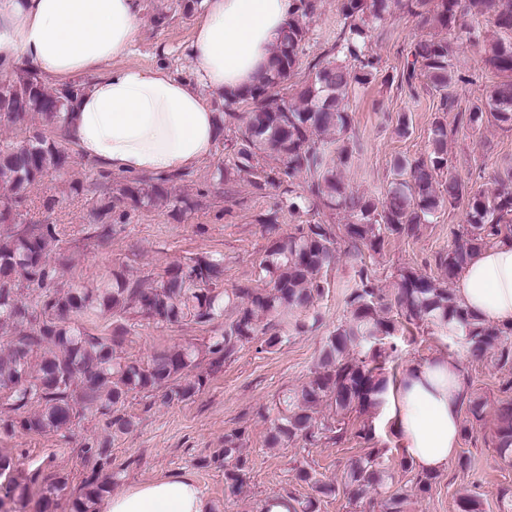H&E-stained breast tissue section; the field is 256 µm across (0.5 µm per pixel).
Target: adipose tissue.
<instances>
[{
  "mask_svg": "<svg viewBox=\"0 0 512 512\" xmlns=\"http://www.w3.org/2000/svg\"><path fill=\"white\" fill-rule=\"evenodd\" d=\"M292 0H206L187 46L192 78L124 64L139 30V0H0V66L56 83L91 75L68 116L66 138L85 159L125 174L173 173L209 160L222 135L212 101L251 86ZM462 306L482 322L512 325V238L468 262L456 282ZM468 383L455 360L409 364L385 396L403 453L417 471L440 472L460 443ZM187 477L160 478L107 498L101 512H212Z\"/></svg>",
  "mask_w": 512,
  "mask_h": 512,
  "instance_id": "adipose-tissue-1",
  "label": "adipose tissue"
}]
</instances>
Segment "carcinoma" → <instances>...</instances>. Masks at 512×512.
<instances>
[{"label":"carcinoma","mask_w":512,"mask_h":512,"mask_svg":"<svg viewBox=\"0 0 512 512\" xmlns=\"http://www.w3.org/2000/svg\"><path fill=\"white\" fill-rule=\"evenodd\" d=\"M489 16L498 37L490 42L480 63L499 75L480 103L456 113V126L479 130L494 123L512 129V0H471ZM287 28L273 46L269 73L246 90L224 99L220 121L235 134L231 159L213 178L223 184L248 177L258 189L282 188L276 209L260 227L266 247L254 277L224 286V256L197 253L168 266L157 279L129 278L112 273V285L70 287L58 284V266L67 261V240L59 224H26L21 210L32 187L70 163L68 147L54 134L61 131L72 100L82 84L48 90L34 72L22 69L0 83V126L14 139L0 147V184L9 195L0 199V329H8L0 355V433L66 435L87 415L105 420L113 434L136 424L125 404L137 396L161 395L162 402L187 401L199 394L210 375L224 370L239 349L249 343L272 349L288 336L315 327L299 319L328 288L326 273L336 264L342 243L374 257L393 239L416 236L444 206L461 207L467 226L453 245L434 258L437 275L413 268L397 270V288L385 301L375 277L360 267L345 288L349 318L330 334L318 362L300 388L275 403L267 444L301 440L313 446L352 436L368 451L349 464L346 477L351 501L382 497L383 512H405L412 496L430 493L437 476L415 471L407 458L402 470L413 474L410 484L394 490L382 449L376 447L369 421L349 425L351 416L370 417L383 406L390 381L375 362L383 340L411 326L431 335L462 333L472 362L512 365V327L486 325L458 301L450 283L469 258L499 237H512V169L487 192L465 184L448 162V122L437 118L430 131V150L413 160L394 164L393 178L383 197L349 189L342 171L351 166L355 146L349 132L352 117L344 101L357 86L373 83L380 74L370 53L377 26L395 9L415 17L431 33L414 41L410 60L400 75L412 86L421 77L440 92V111L454 110L451 93L460 80L454 59L458 44L433 34L462 31V0H339V26L330 48L308 63L309 78L292 82L300 68L309 23L318 0H292ZM284 92H279V89ZM250 109L239 111L240 104ZM276 168H268L269 163ZM100 197L93 209L90 237L109 240L129 211L169 208L177 216L190 203L171 192V183L184 175H142L121 180L98 171ZM310 213L327 210L338 223L298 224L285 233L279 211ZM95 315L112 319V328L99 333L82 326ZM146 321L158 327L192 322L221 323L214 335L200 342L156 353L142 362L123 355L131 331ZM363 348L362 357L353 355ZM206 371H200L201 365ZM327 414L316 417L318 408ZM495 446L503 459L512 454V398L497 401ZM243 432L224 434V480L239 494L247 486L250 463L240 452ZM85 453L104 465L112 460L110 444L92 441ZM13 459L0 455V478L9 492L0 498V512H25L28 492L42 485L37 512H50L66 495L68 479L45 475L40 469L21 478ZM108 482L91 473L84 492L69 504L70 512H97ZM289 512H318L315 498L290 494Z\"/></svg>","instance_id":"1"}]
</instances>
